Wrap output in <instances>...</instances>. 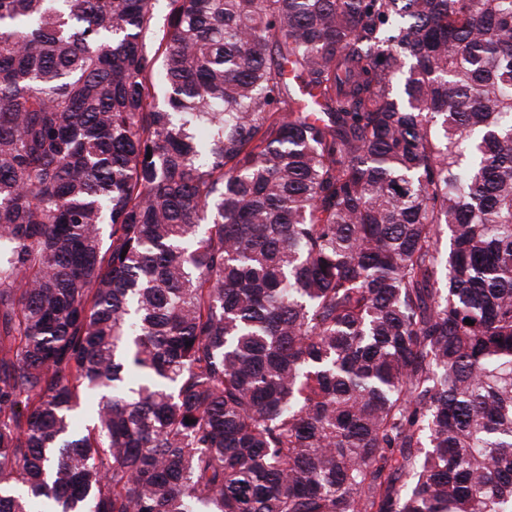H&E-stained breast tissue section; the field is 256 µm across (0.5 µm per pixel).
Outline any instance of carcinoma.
I'll return each mask as SVG.
<instances>
[{
	"label": "carcinoma",
	"instance_id": "cac0c4a2",
	"mask_svg": "<svg viewBox=\"0 0 512 512\" xmlns=\"http://www.w3.org/2000/svg\"><path fill=\"white\" fill-rule=\"evenodd\" d=\"M169 6L0 0V512H512V0Z\"/></svg>",
	"mask_w": 512,
	"mask_h": 512
}]
</instances>
